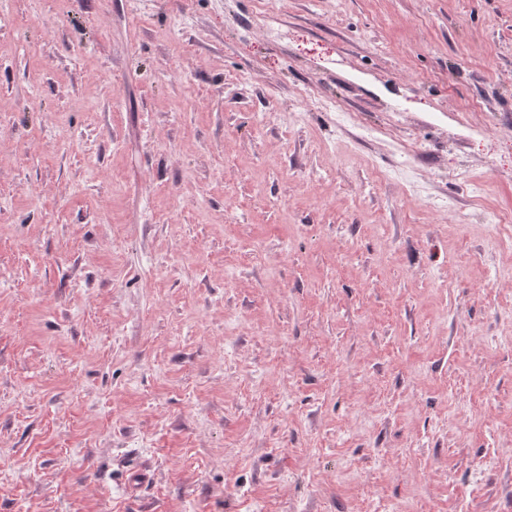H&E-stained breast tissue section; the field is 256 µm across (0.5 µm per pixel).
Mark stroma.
Wrapping results in <instances>:
<instances>
[{"label":"stroma","mask_w":512,"mask_h":512,"mask_svg":"<svg viewBox=\"0 0 512 512\" xmlns=\"http://www.w3.org/2000/svg\"><path fill=\"white\" fill-rule=\"evenodd\" d=\"M508 209L512 0H0V512H512Z\"/></svg>","instance_id":"obj_1"}]
</instances>
